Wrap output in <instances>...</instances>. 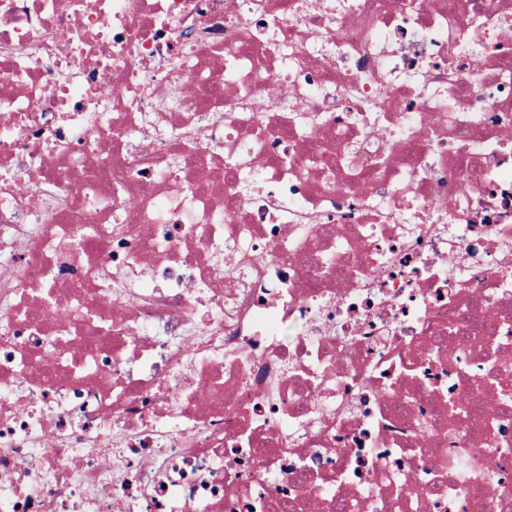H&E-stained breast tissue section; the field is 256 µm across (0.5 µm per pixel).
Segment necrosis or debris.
Listing matches in <instances>:
<instances>
[{"instance_id": "obj_1", "label": "necrosis or debris", "mask_w": 512, "mask_h": 512, "mask_svg": "<svg viewBox=\"0 0 512 512\" xmlns=\"http://www.w3.org/2000/svg\"><path fill=\"white\" fill-rule=\"evenodd\" d=\"M0 512H512V0H0Z\"/></svg>"}]
</instances>
